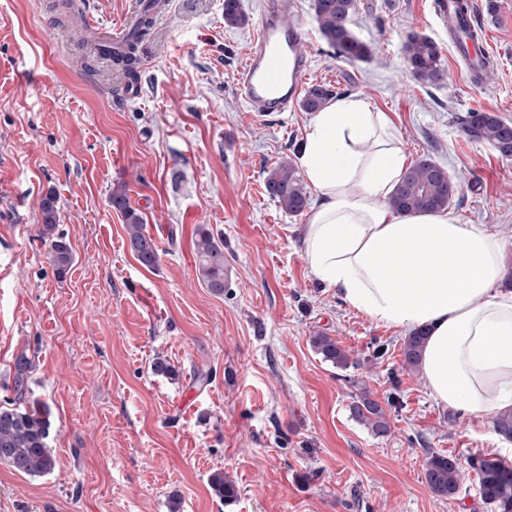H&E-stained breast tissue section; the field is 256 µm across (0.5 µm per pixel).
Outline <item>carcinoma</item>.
I'll list each match as a JSON object with an SVG mask.
<instances>
[{
  "label": "carcinoma",
  "mask_w": 512,
  "mask_h": 512,
  "mask_svg": "<svg viewBox=\"0 0 512 512\" xmlns=\"http://www.w3.org/2000/svg\"><path fill=\"white\" fill-rule=\"evenodd\" d=\"M357 10L356 0H314L316 24L326 42L336 54L348 60H362L371 55V48L351 29L352 16ZM248 21L240 0H224V25L241 28ZM405 64L413 76L429 86L441 84L447 77L441 47L431 38L412 34L402 47ZM333 91L325 85L309 86L301 100L306 112H318L329 104ZM460 132L467 138L492 145L503 157H512V124L494 112L473 110L458 117ZM459 181L448 170L430 158L418 160L406 169L394 194L391 207L405 214L441 210L450 204ZM266 190L286 213L296 215L304 211L309 196L297 169L282 162L267 171ZM112 206L124 216L128 246L138 262L147 269L158 264V251L152 238L145 233L144 219L130 207L124 190L112 192ZM43 224L42 241L48 250V259L56 273L62 275L72 265L74 253L63 235L55 233L58 221L57 200L46 196L41 203ZM194 250L199 274L213 293H224L226 269L224 248L203 226L197 228ZM423 333L416 332L403 342V365L409 370L419 368L423 349ZM311 345L322 360L339 369H347L353 362L338 342L325 334L311 339ZM26 361H17L14 378L16 398L10 407H0V464L27 476H42L52 472L55 459L49 446L51 430L50 411L46 404L31 397L25 374ZM352 419L361 423L376 436L390 433L391 427L382 405L372 398L364 387L349 404ZM477 474L479 493L488 504L502 512H512V467L476 457L471 462ZM425 481L430 491L440 498H450L459 491V464L450 455H431L424 468ZM210 484L215 494L227 502L236 496L235 485L224 480V474L214 473Z\"/></svg>",
  "instance_id": "cac0c4a2"
}]
</instances>
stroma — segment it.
I'll return each mask as SVG.
<instances>
[{
    "mask_svg": "<svg viewBox=\"0 0 512 512\" xmlns=\"http://www.w3.org/2000/svg\"><path fill=\"white\" fill-rule=\"evenodd\" d=\"M0 0V403L15 363L51 411L55 469L29 477L0 464V512H498L481 499L474 457L495 459L493 417L448 414L421 371L403 366V334L351 309L310 272L268 170L298 164L312 113L256 119L236 77L264 0H241L250 23L224 26V0H172L141 43V97L122 99L121 67L84 56L88 25L124 23L136 0ZM293 23L309 52L307 84L362 98L391 119L408 163L428 157L459 176L449 208L507 245L512 289V158L467 139L457 117L492 111L512 123V0L478 10L493 67L473 78L436 21L432 0H357L352 29L373 54L336 57L313 0ZM441 47L448 79L421 84L402 45ZM125 186L159 251L142 267L110 200ZM57 197L74 262L57 276L40 237V201ZM224 243L223 294L203 284L198 226ZM335 338L358 363L337 369L311 338ZM164 359L176 374L154 373ZM363 382L388 406L378 437L351 419ZM460 463V490L435 497L430 454ZM224 472V503L209 486Z\"/></svg>",
    "mask_w": 512,
    "mask_h": 512,
    "instance_id": "stroma-1",
    "label": "stroma"
}]
</instances>
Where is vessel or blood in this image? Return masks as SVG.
I'll return each instance as SVG.
<instances>
[{"mask_svg":"<svg viewBox=\"0 0 512 512\" xmlns=\"http://www.w3.org/2000/svg\"><path fill=\"white\" fill-rule=\"evenodd\" d=\"M290 7L289 0H266L238 75L239 95L256 118L288 111L297 102L310 69L311 59L300 47L299 28L284 18ZM170 11V0H139L133 16L154 22ZM435 12L469 69L489 68L486 37L472 13H459L455 0H435Z\"/></svg>","mask_w":512,"mask_h":512,"instance_id":"b4317fda","label":"vessel or blood"}]
</instances>
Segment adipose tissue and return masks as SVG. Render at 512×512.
Masks as SVG:
<instances>
[{"label":"adipose tissue","instance_id":"obj_1","mask_svg":"<svg viewBox=\"0 0 512 512\" xmlns=\"http://www.w3.org/2000/svg\"><path fill=\"white\" fill-rule=\"evenodd\" d=\"M299 163L316 193L297 238L311 273L386 328L427 331L421 371L436 403L481 419L512 411V293L502 238L450 210L388 201L406 157L385 113L341 98L316 112Z\"/></svg>","mask_w":512,"mask_h":512}]
</instances>
